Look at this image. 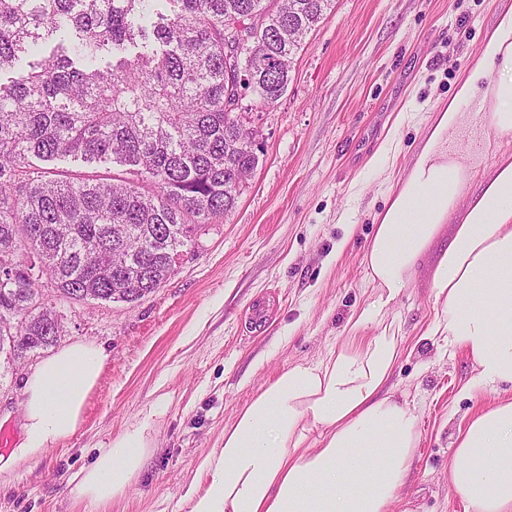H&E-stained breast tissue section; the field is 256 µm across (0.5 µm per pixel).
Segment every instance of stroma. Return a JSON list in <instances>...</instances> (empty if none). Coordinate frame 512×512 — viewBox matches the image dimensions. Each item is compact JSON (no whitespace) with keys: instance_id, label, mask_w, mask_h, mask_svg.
I'll list each match as a JSON object with an SVG mask.
<instances>
[{"instance_id":"obj_1","label":"stroma","mask_w":512,"mask_h":512,"mask_svg":"<svg viewBox=\"0 0 512 512\" xmlns=\"http://www.w3.org/2000/svg\"><path fill=\"white\" fill-rule=\"evenodd\" d=\"M501 0H335L305 38L286 92L252 110L263 151L223 223L136 303L57 301L61 343L111 360L69 440L37 458L0 450V512H188L182 498L224 426L289 364L343 344L362 310L397 319L404 355L390 385L420 417L410 479L394 512H464L448 481L451 443L494 394L463 397L465 355L426 339L440 314L426 275L390 301L363 253L388 188L404 176L431 112L447 103ZM390 168L372 170L376 150ZM44 350L0 355V429L20 436L22 388ZM154 418V450L127 495L105 506L72 476L126 426Z\"/></svg>"}]
</instances>
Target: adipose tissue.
Returning a JSON list of instances; mask_svg holds the SVG:
<instances>
[{
	"instance_id": "adipose-tissue-1",
	"label": "adipose tissue",
	"mask_w": 512,
	"mask_h": 512,
	"mask_svg": "<svg viewBox=\"0 0 512 512\" xmlns=\"http://www.w3.org/2000/svg\"><path fill=\"white\" fill-rule=\"evenodd\" d=\"M476 110L495 161L483 178L448 141ZM512 0L500 7L447 105L431 116L405 177L374 217L364 262L387 296L428 266L441 318L431 331L470 361L463 395L490 391L453 442L448 480L465 512H512ZM401 326L349 336L315 363L284 368L224 427L184 499L188 512H391L411 475L419 417L387 386ZM110 360L74 340L23 383L21 457H38L81 427ZM153 442L149 421L126 427L74 477L73 494L103 505L125 496Z\"/></svg>"
}]
</instances>
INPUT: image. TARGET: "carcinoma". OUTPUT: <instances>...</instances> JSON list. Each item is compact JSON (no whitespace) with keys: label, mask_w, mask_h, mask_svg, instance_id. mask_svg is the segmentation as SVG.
Masks as SVG:
<instances>
[{"label":"carcinoma","mask_w":512,"mask_h":512,"mask_svg":"<svg viewBox=\"0 0 512 512\" xmlns=\"http://www.w3.org/2000/svg\"><path fill=\"white\" fill-rule=\"evenodd\" d=\"M334 0H0V353L57 342L67 301L162 287L254 170L242 102L286 92L302 36ZM127 176H80L61 158ZM48 167L56 168L58 170L68 171L69 173L76 174H86V175H100L102 177H112L115 176H127L124 171V167L118 166L112 163H84L81 160L74 161V159L67 158L64 160H59Z\"/></svg>","instance_id":"1"}]
</instances>
